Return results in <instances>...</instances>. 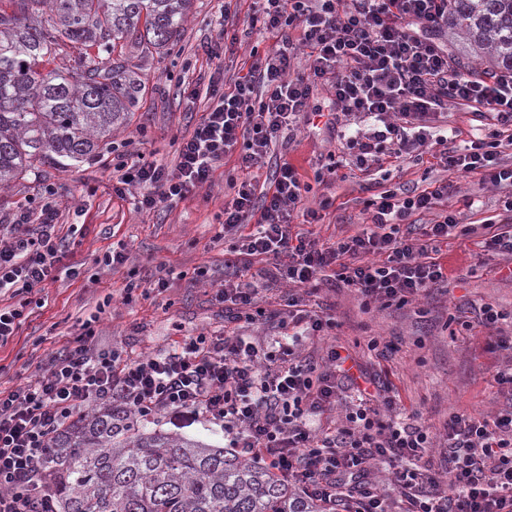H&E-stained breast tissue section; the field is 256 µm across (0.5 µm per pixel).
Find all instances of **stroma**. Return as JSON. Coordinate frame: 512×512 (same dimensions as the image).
<instances>
[{
  "instance_id": "1",
  "label": "stroma",
  "mask_w": 512,
  "mask_h": 512,
  "mask_svg": "<svg viewBox=\"0 0 512 512\" xmlns=\"http://www.w3.org/2000/svg\"><path fill=\"white\" fill-rule=\"evenodd\" d=\"M248 11L241 5L233 20L241 47L223 60L206 56L203 46L224 37V0H194L180 42L165 57L126 46L144 90L127 126L113 133L112 145L64 170L44 165L0 191V225L14 223L25 205L46 197L58 212V235L67 244L52 277L30 293L17 336L0 346V389L17 388L40 374L49 355L78 336L90 318L96 347H115L131 356L161 353L182 337L227 329L246 336L273 334L286 319L284 284L261 292L258 305L267 318L252 325L228 320L217 298L234 243L222 227L224 195L230 180L246 176L236 155L225 157L211 183L170 207L142 211L130 196L112 192L113 144L124 142L129 152L143 151L173 164L178 142L190 135L209 104L210 80L245 74L252 47L265 50L278 43L277 34L250 28ZM447 137L449 146L458 148L474 141L496 145L501 163L512 165V125L498 123L492 114L450 108ZM437 151L430 143L419 158L393 157L367 171L344 167L325 174L327 154L343 155L344 143L331 129L302 122L287 149L278 150L262 171L268 177L277 165L290 164L311 183L310 200H330L319 223L299 230L332 242L360 231L368 222L367 201L383 191L450 184L445 209L476 230L440 243L437 258L448 276L440 289L403 306H367L331 278L316 293L301 296L302 309L335 321L326 335L304 342V355L318 361L330 346L341 347L366 379L392 387L401 415L420 413L435 434L443 432L452 413L490 419L505 407L506 393L494 380L501 357L491 350L490 339L512 334V256L487 248L482 229L484 220L504 217L512 189L482 182L477 174L446 171ZM114 249L124 252L125 261L105 265V254ZM161 278L167 281L162 290L156 287ZM132 284L137 290L128 303L125 290ZM487 305L502 315L496 326L479 323V310ZM373 339L386 348L385 357L368 350ZM143 426L226 445L219 426L182 415L147 420Z\"/></svg>"
}]
</instances>
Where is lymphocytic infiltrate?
Listing matches in <instances>:
<instances>
[{"label":"lymphocytic infiltrate","mask_w":512,"mask_h":512,"mask_svg":"<svg viewBox=\"0 0 512 512\" xmlns=\"http://www.w3.org/2000/svg\"><path fill=\"white\" fill-rule=\"evenodd\" d=\"M252 24L280 41L256 54L249 72L230 89L209 87L212 104L191 136L176 149V164L145 158L115 166L112 190L139 188L137 205L154 210L185 199L211 182L225 156L237 153L243 170L262 168L285 130L310 110L316 85L327 86L337 116L374 125L346 146L358 167L425 146L421 126L449 105L491 112L512 123V71L487 80L465 76L448 56L449 0H254ZM299 30L292 40L290 30ZM309 47L306 74H294L298 46ZM448 168L481 174L483 182L512 187V167L478 142L462 151L440 138ZM224 201L225 230H240L233 249L266 256L274 270L259 280H225L219 296L232 303V320L255 322L260 289L286 281L306 286L339 265V279L374 302L430 294L445 282L435 258L438 242L465 236L469 225L451 215L425 225L421 237H402L412 214L428 211L447 185L406 197L391 190L366 203V228L334 242L293 231V216L315 221L329 200L310 206V187L282 164L272 188L258 191L249 179L232 183ZM56 211L40 209L37 223L20 217L0 226V291L18 297L0 307V345L16 335L25 296L50 277L65 249L56 234ZM91 323L52 353L44 372L24 386L0 390V512H37L47 496L38 484L52 436L83 408L110 401L140 417L185 413L220 426L229 445L263 462L306 495L343 512H392L370 480V463L393 469L404 512H512V408L494 419L452 415L442 438L445 477L420 467L431 445L421 425L394 415L389 388L361 387L347 359L329 350L325 370L303 359L278 336L252 338L237 332L188 336L161 354L130 357L95 348ZM355 402L344 403L343 390ZM344 405L331 432L312 429L309 418Z\"/></svg>","instance_id":"lymphocytic-infiltrate-1"}]
</instances>
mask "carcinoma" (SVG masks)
<instances>
[{"label": "carcinoma", "mask_w": 512, "mask_h": 512, "mask_svg": "<svg viewBox=\"0 0 512 512\" xmlns=\"http://www.w3.org/2000/svg\"><path fill=\"white\" fill-rule=\"evenodd\" d=\"M0 7V187L47 163L92 156L141 93L120 43L143 53L178 42L193 0H7ZM448 29L487 50L483 75L512 70V0H451ZM61 58L45 70L43 63ZM44 475L54 512H326L281 476L198 441L134 424L106 405L51 440Z\"/></svg>", "instance_id": "1"}]
</instances>
